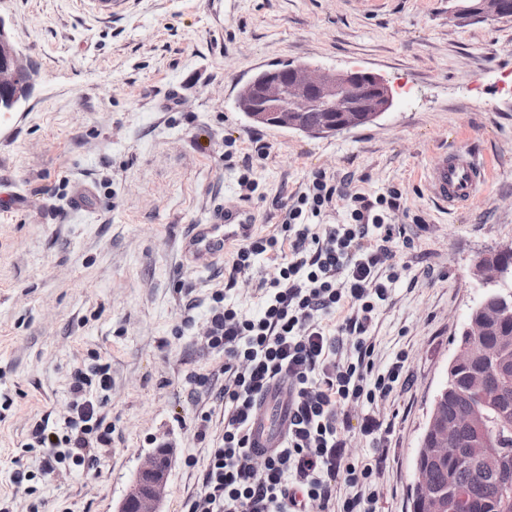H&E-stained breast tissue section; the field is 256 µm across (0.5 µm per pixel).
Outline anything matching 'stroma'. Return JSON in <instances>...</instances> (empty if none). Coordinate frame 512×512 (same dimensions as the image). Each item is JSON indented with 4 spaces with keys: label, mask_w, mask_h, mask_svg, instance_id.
<instances>
[{
    "label": "stroma",
    "mask_w": 512,
    "mask_h": 512,
    "mask_svg": "<svg viewBox=\"0 0 512 512\" xmlns=\"http://www.w3.org/2000/svg\"><path fill=\"white\" fill-rule=\"evenodd\" d=\"M453 0H0L11 41L33 70L15 110L0 112V500L12 512H116L158 446L172 464L161 512H186L224 433V357L208 349L213 293L251 315L257 283L285 256H262L228 284L224 261L183 266L191 225L217 205H244L255 236L279 234L282 206L325 173L346 185L318 217L349 218V198L398 191L390 223L399 281L365 335L383 369L407 350L412 383L353 420L390 423L377 478L379 512H411L414 462L458 336L485 290L479 257L512 246V18L452 20ZM285 64L359 68L394 94L375 121L330 137L259 126L239 87ZM264 153H257V146ZM474 156L485 179L447 208L426 186L442 151ZM254 190H241L240 177ZM94 188L75 214L76 187ZM103 366L99 412L112 446L90 472L41 475L24 452L39 424L69 407L80 369ZM198 384L188 383V375ZM210 414L206 439L198 416ZM34 472L31 492L12 482Z\"/></svg>",
    "instance_id": "stroma-1"
}]
</instances>
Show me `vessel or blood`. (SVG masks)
I'll return each mask as SVG.
<instances>
[{"mask_svg":"<svg viewBox=\"0 0 512 512\" xmlns=\"http://www.w3.org/2000/svg\"><path fill=\"white\" fill-rule=\"evenodd\" d=\"M483 180L480 167L468 156L441 154L430 166L427 187L446 206L467 203ZM254 228V215L244 206L217 209L209 223L193 225L183 248V261L193 269H205L223 257L226 245L244 241ZM288 432V386H271L260 398L250 422V442L258 459L280 448Z\"/></svg>","mask_w":512,"mask_h":512,"instance_id":"1","label":"vessel or blood"}]
</instances>
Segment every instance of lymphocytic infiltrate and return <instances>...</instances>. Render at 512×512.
Listing matches in <instances>:
<instances>
[{"label":"lymphocytic infiltrate","instance_id":"obj_1","mask_svg":"<svg viewBox=\"0 0 512 512\" xmlns=\"http://www.w3.org/2000/svg\"><path fill=\"white\" fill-rule=\"evenodd\" d=\"M343 188L326 174L314 176L307 192L285 206L282 238L247 239L229 266L230 276L253 270L263 255L287 240L286 267L258 282L261 308L241 314L223 294H215L207 345L224 355V434L212 448L202 487L187 512H376L378 465L349 462V406L386 400L408 382L406 352L377 370L374 347L365 338L375 303L385 300L399 274L390 247L406 236L400 224L386 222L390 197L350 198V220L325 233L310 220L321 214ZM351 313L328 331L326 317L339 308ZM277 381L287 382L291 419L282 448L255 467L249 421L258 400ZM106 369L76 371L69 387L71 412L56 430L37 427L33 443L46 451L42 471L90 470L112 443L95 392L109 390ZM349 492L338 497V485Z\"/></svg>","mask_w":512,"mask_h":512}]
</instances>
